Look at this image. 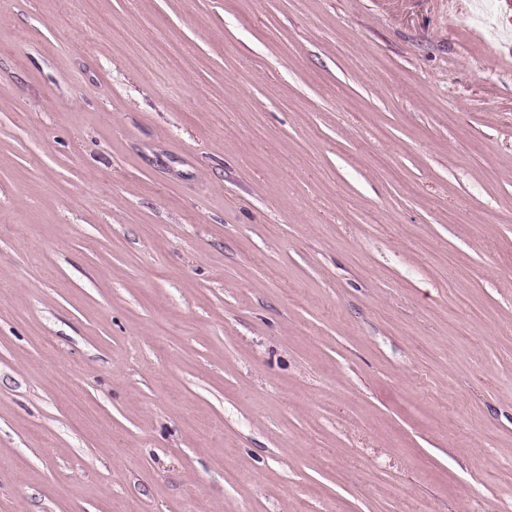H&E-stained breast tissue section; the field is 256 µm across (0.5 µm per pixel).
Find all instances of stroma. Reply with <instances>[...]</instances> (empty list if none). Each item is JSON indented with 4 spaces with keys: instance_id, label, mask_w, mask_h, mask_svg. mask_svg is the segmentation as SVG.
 <instances>
[{
    "instance_id": "1",
    "label": "stroma",
    "mask_w": 512,
    "mask_h": 512,
    "mask_svg": "<svg viewBox=\"0 0 512 512\" xmlns=\"http://www.w3.org/2000/svg\"><path fill=\"white\" fill-rule=\"evenodd\" d=\"M474 485L512 512V0H0V512Z\"/></svg>"
}]
</instances>
